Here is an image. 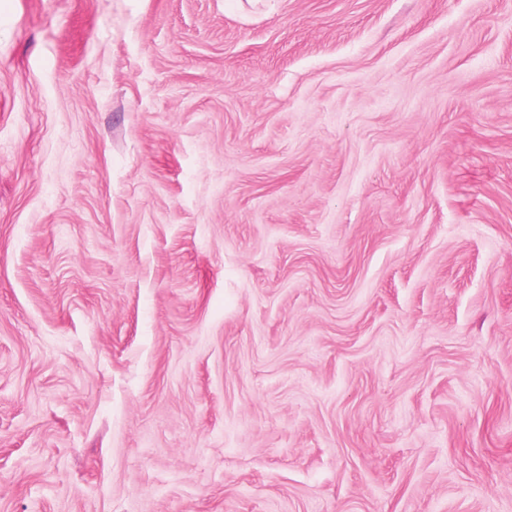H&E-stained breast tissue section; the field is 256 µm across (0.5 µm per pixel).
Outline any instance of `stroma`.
<instances>
[{
	"instance_id": "obj_1",
	"label": "stroma",
	"mask_w": 512,
	"mask_h": 512,
	"mask_svg": "<svg viewBox=\"0 0 512 512\" xmlns=\"http://www.w3.org/2000/svg\"><path fill=\"white\" fill-rule=\"evenodd\" d=\"M0 512H512V0H0Z\"/></svg>"
}]
</instances>
